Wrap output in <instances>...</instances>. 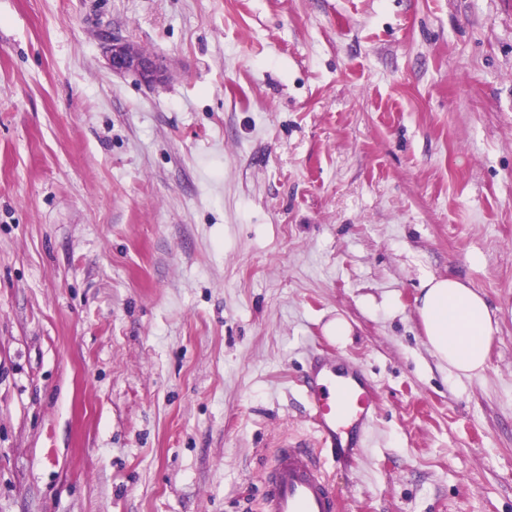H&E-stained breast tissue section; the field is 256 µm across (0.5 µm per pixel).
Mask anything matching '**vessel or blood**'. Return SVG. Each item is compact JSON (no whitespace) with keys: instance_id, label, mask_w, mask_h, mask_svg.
Returning a JSON list of instances; mask_svg holds the SVG:
<instances>
[{"instance_id":"obj_1","label":"vessel or blood","mask_w":512,"mask_h":512,"mask_svg":"<svg viewBox=\"0 0 512 512\" xmlns=\"http://www.w3.org/2000/svg\"><path fill=\"white\" fill-rule=\"evenodd\" d=\"M314 431L333 457L360 454L377 414L376 393L359 370L314 362L303 377ZM341 500L312 447L284 443L264 477L260 512H341Z\"/></svg>"}]
</instances>
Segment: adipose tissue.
<instances>
[{
    "label": "adipose tissue",
    "mask_w": 512,
    "mask_h": 512,
    "mask_svg": "<svg viewBox=\"0 0 512 512\" xmlns=\"http://www.w3.org/2000/svg\"><path fill=\"white\" fill-rule=\"evenodd\" d=\"M416 311L433 353L457 376L479 375L495 332L489 305L479 292L454 278L428 277Z\"/></svg>",
    "instance_id": "obj_1"
}]
</instances>
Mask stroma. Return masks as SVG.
<instances>
[{
  "instance_id": "obj_1",
  "label": "stroma",
  "mask_w": 512,
  "mask_h": 512,
  "mask_svg": "<svg viewBox=\"0 0 512 512\" xmlns=\"http://www.w3.org/2000/svg\"><path fill=\"white\" fill-rule=\"evenodd\" d=\"M322 353L379 398L343 512H512V0H0V512H259ZM103 49L113 73L133 74L148 87L159 85L168 78L164 60L146 53L132 40L107 35L103 38ZM416 301L433 353L459 377L479 375L496 331L484 296L458 279L430 276Z\"/></svg>"
}]
</instances>
